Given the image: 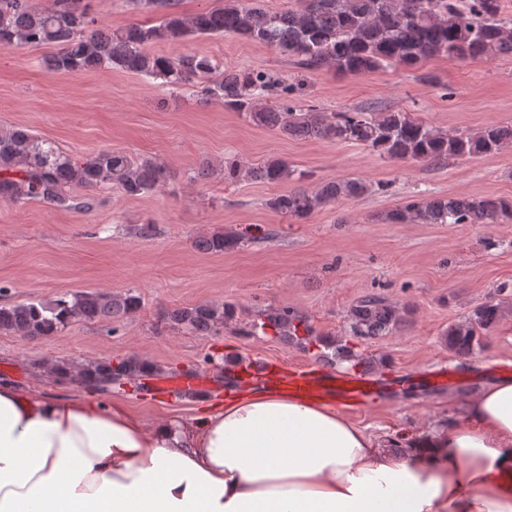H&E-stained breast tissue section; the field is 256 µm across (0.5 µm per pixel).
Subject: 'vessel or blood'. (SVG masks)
Listing matches in <instances>:
<instances>
[{
    "label": "vessel or blood",
    "instance_id": "obj_1",
    "mask_svg": "<svg viewBox=\"0 0 512 512\" xmlns=\"http://www.w3.org/2000/svg\"><path fill=\"white\" fill-rule=\"evenodd\" d=\"M233 372L264 382L292 398L325 403L345 410L366 407L377 391L374 373L367 368L345 372L316 365L287 370L267 361H249L234 367ZM156 386L162 391L176 390L194 395L204 390L205 383L199 376H181L157 381Z\"/></svg>",
    "mask_w": 512,
    "mask_h": 512
}]
</instances>
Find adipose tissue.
Masks as SVG:
<instances>
[{
    "mask_svg": "<svg viewBox=\"0 0 512 512\" xmlns=\"http://www.w3.org/2000/svg\"><path fill=\"white\" fill-rule=\"evenodd\" d=\"M0 512H512V379L401 452L262 390L184 424L0 381Z\"/></svg>",
    "mask_w": 512,
    "mask_h": 512,
    "instance_id": "1",
    "label": "adipose tissue"
}]
</instances>
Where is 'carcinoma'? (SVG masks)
Wrapping results in <instances>:
<instances>
[{"label":"carcinoma","mask_w":512,"mask_h":512,"mask_svg":"<svg viewBox=\"0 0 512 512\" xmlns=\"http://www.w3.org/2000/svg\"><path fill=\"white\" fill-rule=\"evenodd\" d=\"M142 10L160 12L151 25L133 23L105 31L95 26L88 0H54L39 9L31 0H0V47L53 46L46 59L57 73L71 74L99 68L116 69L160 80L176 87L204 82L202 99L219 102L249 123L285 138L314 139L363 146L392 161L415 160L432 168L448 160L494 154L512 143V125H490L476 134L437 128L406 111L345 110L323 112L314 104L296 102L295 89L277 74L257 69L218 70L207 55L177 58L157 55L150 45L189 37L232 35L275 48L308 71L331 69L339 75L374 72L390 66L416 67L439 56L481 60L512 56V17L501 0H299V6L272 11L265 0H221V4L191 17L175 10V0H133ZM273 102H267V99ZM224 182L246 177L269 184L296 182L298 186L265 201L267 208L305 221L339 198L357 199L374 192L372 184L355 179L327 181L313 189L301 185L311 175L288 161L269 159L246 166L235 157L220 165ZM170 170L152 158L134 159L106 150L84 161L63 153L25 126L0 134V198L35 200L62 209L92 207L75 189L110 185L128 197H141L167 184ZM392 224H505L512 222V202L490 197L410 198L389 214ZM242 237L214 232L197 242L198 250L222 254L237 247ZM140 298L82 291L55 299L0 305V333L33 341L53 336L75 322H102L132 315ZM234 313L230 304L199 303L167 312L169 323L201 336L224 327ZM502 317L494 303H484L448 326L445 343L460 357L481 347L482 338ZM400 324L398 310L384 299L365 295L353 305L349 336L366 341L386 336ZM251 329L271 330L276 337L308 346L310 330L289 310L265 314L248 322ZM47 372L58 380L79 375L87 385L103 390L122 389L161 372L138 356L111 360L46 361Z\"/></svg>","instance_id":"cac0c4a2"}]
</instances>
